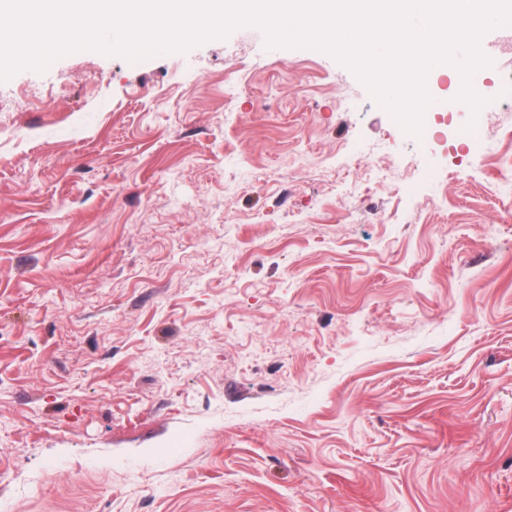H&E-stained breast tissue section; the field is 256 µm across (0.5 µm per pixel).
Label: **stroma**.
<instances>
[{
	"label": "stroma",
	"mask_w": 512,
	"mask_h": 512,
	"mask_svg": "<svg viewBox=\"0 0 512 512\" xmlns=\"http://www.w3.org/2000/svg\"><path fill=\"white\" fill-rule=\"evenodd\" d=\"M435 93L253 25L0 80V512H512V99Z\"/></svg>",
	"instance_id": "35a3bbf8"
}]
</instances>
